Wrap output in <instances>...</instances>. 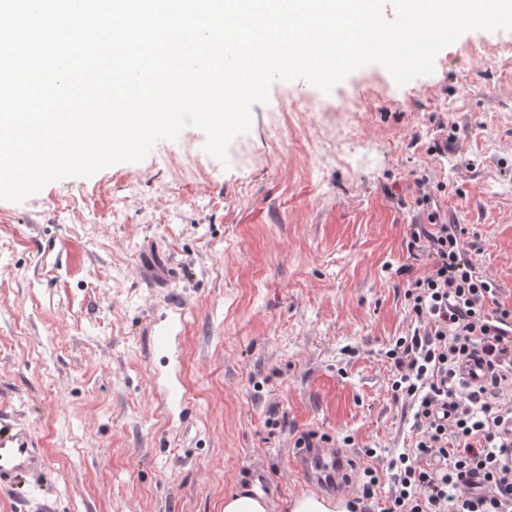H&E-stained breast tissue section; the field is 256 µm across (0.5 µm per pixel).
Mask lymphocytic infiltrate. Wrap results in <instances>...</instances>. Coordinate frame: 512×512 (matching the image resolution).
<instances>
[{"mask_svg":"<svg viewBox=\"0 0 512 512\" xmlns=\"http://www.w3.org/2000/svg\"><path fill=\"white\" fill-rule=\"evenodd\" d=\"M464 233L434 224L412 234L411 248L433 266L407 291L415 329L385 356L418 437L389 461L385 512H512V311L497 306L492 280L474 271ZM471 356L487 377L469 388L458 367Z\"/></svg>","mask_w":512,"mask_h":512,"instance_id":"f902f5d3","label":"lymphocytic infiltrate"}]
</instances>
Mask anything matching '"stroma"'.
I'll use <instances>...</instances> for the list:
<instances>
[{
    "label": "stroma",
    "mask_w": 512,
    "mask_h": 512,
    "mask_svg": "<svg viewBox=\"0 0 512 512\" xmlns=\"http://www.w3.org/2000/svg\"><path fill=\"white\" fill-rule=\"evenodd\" d=\"M205 141L0 200V416L48 463L0 512H224L251 466L285 512L340 494L290 464L310 432L376 469L380 512L391 473L361 450L416 437L384 356L431 269L413 226L461 224L512 310V31L464 33L403 86L378 64L327 94L274 81L227 162Z\"/></svg>",
    "instance_id": "35a3bbf8"
}]
</instances>
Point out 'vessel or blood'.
Segmentation results:
<instances>
[{
    "instance_id": "vessel-or-blood-1",
    "label": "vessel or blood",
    "mask_w": 512,
    "mask_h": 512,
    "mask_svg": "<svg viewBox=\"0 0 512 512\" xmlns=\"http://www.w3.org/2000/svg\"><path fill=\"white\" fill-rule=\"evenodd\" d=\"M294 469L307 480L339 484L343 481L344 455L331 443L299 450L292 455ZM47 461L32 428L0 418V488H10L22 479L42 474Z\"/></svg>"
}]
</instances>
